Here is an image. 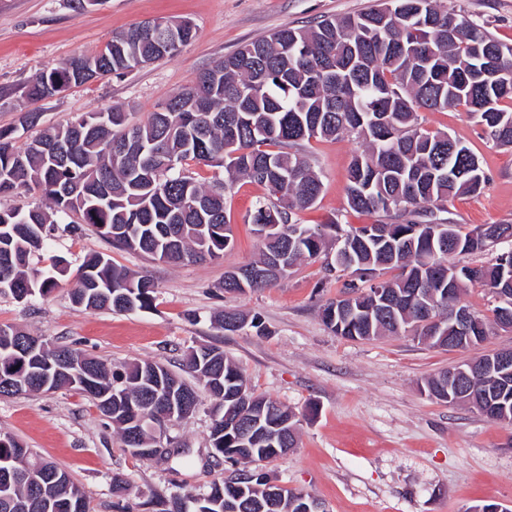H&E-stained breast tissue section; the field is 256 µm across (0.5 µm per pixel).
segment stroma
Returning <instances> with one entry per match:
<instances>
[{
    "label": "stroma",
    "mask_w": 512,
    "mask_h": 512,
    "mask_svg": "<svg viewBox=\"0 0 512 512\" xmlns=\"http://www.w3.org/2000/svg\"><path fill=\"white\" fill-rule=\"evenodd\" d=\"M512 45V0H441ZM375 0H96L83 9L70 0H0V129L17 143L39 128L120 106L145 118L154 107L189 87L214 61L241 44L282 26L305 27L328 17L370 9ZM186 20L196 36L170 59L71 87L30 104L26 87L38 74L76 55L104 48L112 35L138 22ZM38 107V127H22L24 111ZM422 124L445 131L479 158L489 182L481 194L454 199L444 221L471 228L512 224V149L497 146L465 107L425 111ZM356 141L349 137L302 142L300 151L320 172L316 204L297 213L302 224H369L350 211L345 187ZM265 188L246 180L224 192V213L234 230L231 251L216 260L168 264L113 248L94 227L78 232L56 225L48 247L34 257L40 268L55 258L68 265L48 296L19 302L0 293V325L8 324L85 356L115 365L163 363L188 385L199 381L187 365L191 349L215 345L242 369L257 393L288 406L303 420L299 445L268 464L275 482L310 493L327 512H468L482 503L512 505V429L471 405L448 404L423 390L427 378L492 349L512 347V331L495 329L484 345L443 350L410 336L354 341L337 336L320 308L339 292L322 262H301L275 286L243 295L224 292L225 271L258 254L247 222ZM104 254L156 285L151 309L134 313L80 311L69 300L84 260ZM235 308L259 315L264 334L247 327L219 329L217 312ZM196 412L164 426L167 446L190 450L179 459H142L124 447L111 422L74 389L0 398V431L34 455L64 468L83 490L90 512H157V501L178 488L206 493L224 475L223 460L209 452L211 399L200 393ZM129 482L113 494L111 478Z\"/></svg>",
    "instance_id": "obj_1"
}]
</instances>
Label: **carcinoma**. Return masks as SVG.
<instances>
[{
    "label": "carcinoma",
    "mask_w": 512,
    "mask_h": 512,
    "mask_svg": "<svg viewBox=\"0 0 512 512\" xmlns=\"http://www.w3.org/2000/svg\"><path fill=\"white\" fill-rule=\"evenodd\" d=\"M151 25H135L97 54L35 76L26 96L38 102L68 84L174 57L178 50L161 51ZM480 56L512 74V46L438 0H385L383 7L356 15L285 26L242 44L138 122L112 107L50 127L21 147L14 131L0 129V196L33 184L53 210L92 225L120 249L175 264L217 259L234 244L224 219V186L206 188L182 169L188 159L203 161L276 197L249 215L260 255L224 272V292L271 286L299 262L322 257L326 270L351 275L342 296L321 309L328 329L353 340L409 333L441 348L443 335H457L451 313L466 309L460 304L466 288L479 286L495 297L502 288L512 292V224L467 229L417 221L428 209L444 210L450 200L479 193L487 183L474 153L447 133L424 128L419 111L462 105L498 145L512 148V84L474 79ZM340 135L354 137L361 147L349 169V209L394 212L402 221L317 226L293 220L317 202L322 179L306 157L285 147ZM193 200L203 206L191 209ZM52 223L39 207L0 209V293L23 301L57 286L64 267L31 264ZM498 245L502 249L491 263L448 262L451 255ZM272 261L279 273L249 277ZM383 271L395 275L384 279ZM154 290L148 276L93 256L81 265L70 299L81 310L129 312L150 308ZM505 309L512 306L498 302L492 318L476 316L474 343L486 340ZM188 363L212 400L209 438L217 457L234 473L280 457L279 432L299 425L297 415L250 388L216 346L191 351ZM62 388L89 396L128 449L151 446L154 436L142 420L159 413L160 404L176 419L199 404L196 391L159 362L111 370L67 346L50 347L38 336L0 325V397ZM469 388L489 396L486 413L512 411V377L487 370L472 376ZM6 463L14 473L9 486L0 488V512H69L76 502L89 512L66 470L33 459L18 439L0 433V467ZM264 486L256 480L238 491L224 479L215 481L207 492L210 505L202 508L304 512L306 502L289 489L285 500L267 507ZM197 500L184 489L162 501L163 512H196Z\"/></svg>",
    "instance_id": "cac0c4a2"
}]
</instances>
